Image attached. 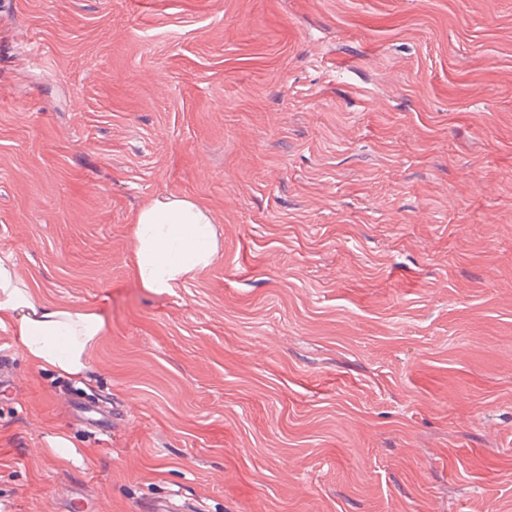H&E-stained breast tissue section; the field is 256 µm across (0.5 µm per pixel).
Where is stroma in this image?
Returning <instances> with one entry per match:
<instances>
[{"instance_id":"stroma-1","label":"stroma","mask_w":512,"mask_h":512,"mask_svg":"<svg viewBox=\"0 0 512 512\" xmlns=\"http://www.w3.org/2000/svg\"><path fill=\"white\" fill-rule=\"evenodd\" d=\"M170 194L218 255L158 293ZM4 255L105 328H0V512H512V0H0ZM132 224L133 275L144 288L171 292L216 260L213 216L195 199H149ZM0 327L10 330L36 367L79 377L89 368L88 352L105 323L95 312L40 304L16 265L1 257Z\"/></svg>"}]
</instances>
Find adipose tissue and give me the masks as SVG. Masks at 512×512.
<instances>
[{
    "instance_id": "ef3b65f1",
    "label": "adipose tissue",
    "mask_w": 512,
    "mask_h": 512,
    "mask_svg": "<svg viewBox=\"0 0 512 512\" xmlns=\"http://www.w3.org/2000/svg\"><path fill=\"white\" fill-rule=\"evenodd\" d=\"M211 212L177 195L147 200L133 221V275L142 287L169 292L208 269L218 248ZM0 327L15 336L39 368L79 377L104 330L97 313L40 304L10 258H0Z\"/></svg>"
}]
</instances>
